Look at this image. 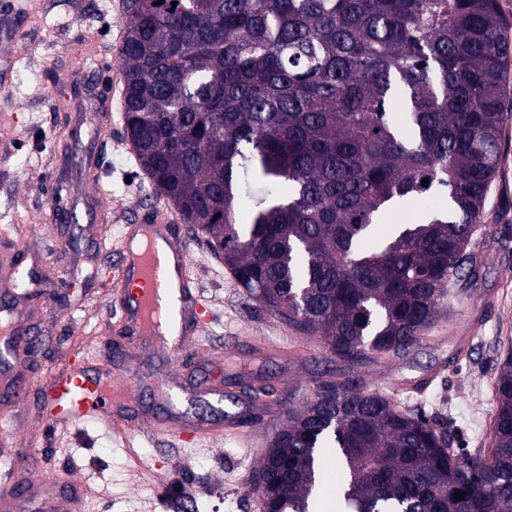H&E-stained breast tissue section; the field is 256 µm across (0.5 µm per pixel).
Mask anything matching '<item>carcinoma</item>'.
<instances>
[{
  "label": "carcinoma",
  "mask_w": 512,
  "mask_h": 512,
  "mask_svg": "<svg viewBox=\"0 0 512 512\" xmlns=\"http://www.w3.org/2000/svg\"><path fill=\"white\" fill-rule=\"evenodd\" d=\"M124 26L132 155L243 294L333 356L420 345L500 161L499 0H129ZM412 200L434 204L377 237ZM492 396L490 448L461 456L442 420L322 384L264 449V512H314L324 448L337 512H512V341Z\"/></svg>",
  "instance_id": "obj_1"
}]
</instances>
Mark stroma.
Segmentation results:
<instances>
[{
    "mask_svg": "<svg viewBox=\"0 0 512 512\" xmlns=\"http://www.w3.org/2000/svg\"><path fill=\"white\" fill-rule=\"evenodd\" d=\"M125 0H26L25 34L0 74V292L13 319L29 323L40 347L18 368L30 385L21 414L0 413V441L43 443L39 474L84 488L82 512H263L252 482L266 443L288 412L320 383L361 381L403 408L439 417L462 453L488 448L500 342L512 336V116L500 163L468 252L422 344L386 361L331 355L246 298L191 225L176 238L190 251L197 290L212 310L199 341L181 349L130 339L104 287L127 222L151 190L122 130ZM69 203V223L48 220V186ZM30 228L28 259L49 305L20 299L2 274L16 259V228ZM107 345L112 374L137 379L142 402L112 412L126 437L98 422L68 432L45 428L40 398L47 371L70 350ZM267 384L256 400L247 385ZM163 418L200 433L181 441L150 425ZM221 424L211 434L213 424Z\"/></svg>",
    "mask_w": 512,
    "mask_h": 512,
    "instance_id": "35a3bbf8",
    "label": "stroma"
}]
</instances>
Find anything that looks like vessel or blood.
Returning a JSON list of instances; mask_svg holds the SVG:
<instances>
[{
    "label": "vessel or blood",
    "mask_w": 512,
    "mask_h": 512,
    "mask_svg": "<svg viewBox=\"0 0 512 512\" xmlns=\"http://www.w3.org/2000/svg\"><path fill=\"white\" fill-rule=\"evenodd\" d=\"M177 217L160 202H153L143 223L126 233L122 258L115 264L107 279L113 296V307L121 316L127 331L134 336L153 335L166 342L170 324L160 296L169 282H176V306L181 334L197 337L204 330L203 309L193 293L194 279L188 252L175 240ZM9 337V355L25 352L36 339L33 328L8 324L4 330ZM108 354H101L93 366L81 361L70 363L64 370L53 373L43 385L41 399L50 426L66 427L95 419L112 425L115 431L126 428L125 423L112 417L113 402L125 405L138 400L135 380L117 382L108 367ZM0 387L11 395L9 411L24 408L27 388L23 380L10 374L0 375ZM41 452L39 443L10 449L12 465L0 472V512H14L22 502L39 492H52L63 487L62 503L65 512H80L83 488L77 481L46 479L35 481L27 475L28 464Z\"/></svg>",
    "instance_id": "vessel-or-blood-1"
}]
</instances>
